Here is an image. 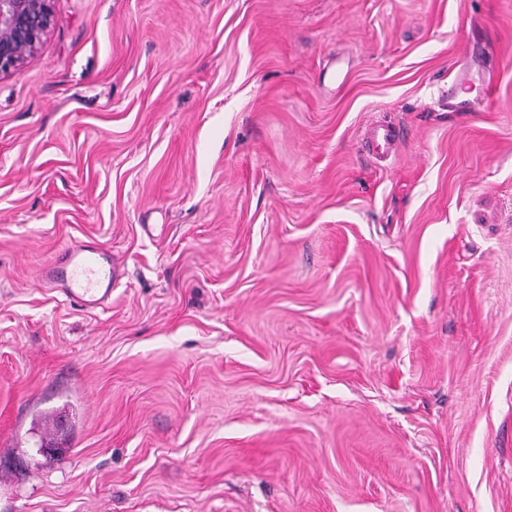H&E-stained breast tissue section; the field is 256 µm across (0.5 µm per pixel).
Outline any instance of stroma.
<instances>
[{"label":"stroma","instance_id":"1","mask_svg":"<svg viewBox=\"0 0 512 512\" xmlns=\"http://www.w3.org/2000/svg\"><path fill=\"white\" fill-rule=\"evenodd\" d=\"M53 14L0 76V512H512V0ZM79 240L92 312L38 281ZM369 140L380 150L382 154L394 149L399 139L397 128L390 122H377L366 132ZM124 273L123 261L93 242L70 244L46 263L40 274L42 282L86 311H93L112 298V288Z\"/></svg>","mask_w":512,"mask_h":512}]
</instances>
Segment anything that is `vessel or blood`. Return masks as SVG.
<instances>
[{"label":"vessel or blood","mask_w":512,"mask_h":512,"mask_svg":"<svg viewBox=\"0 0 512 512\" xmlns=\"http://www.w3.org/2000/svg\"><path fill=\"white\" fill-rule=\"evenodd\" d=\"M370 141L381 153L394 149L399 135L389 122H378L368 129ZM124 273L120 257L95 243L80 241L70 244L46 263L41 281L54 288L69 301L87 311L95 310L109 301L112 289Z\"/></svg>","instance_id":"obj_1"}]
</instances>
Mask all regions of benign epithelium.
Segmentation results:
<instances>
[{
	"label": "benign epithelium",
	"instance_id": "benign-epithelium-1",
	"mask_svg": "<svg viewBox=\"0 0 512 512\" xmlns=\"http://www.w3.org/2000/svg\"><path fill=\"white\" fill-rule=\"evenodd\" d=\"M53 0H0V76L37 54L53 22Z\"/></svg>",
	"mask_w": 512,
	"mask_h": 512
}]
</instances>
